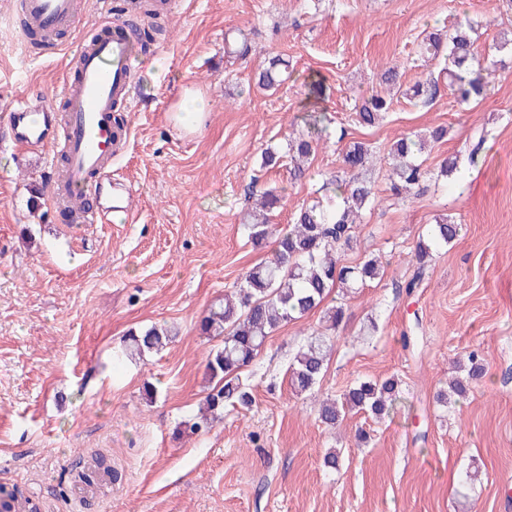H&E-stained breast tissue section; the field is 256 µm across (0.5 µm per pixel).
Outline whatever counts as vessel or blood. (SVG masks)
Wrapping results in <instances>:
<instances>
[{
    "instance_id": "1",
    "label": "vessel or blood",
    "mask_w": 512,
    "mask_h": 512,
    "mask_svg": "<svg viewBox=\"0 0 512 512\" xmlns=\"http://www.w3.org/2000/svg\"><path fill=\"white\" fill-rule=\"evenodd\" d=\"M29 24L45 36L44 52L59 50V32L72 28L82 13L80 0H20ZM138 43L124 27L100 24L96 38L83 41L73 57L74 74L62 91V109L41 95L23 96L9 112L11 138L17 145H43L57 112H64L66 157L56 177L54 206L75 205L87 186L110 174L114 137L113 114L129 106L136 74L133 60Z\"/></svg>"
}]
</instances>
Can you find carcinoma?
I'll return each instance as SVG.
<instances>
[{
	"label": "carcinoma",
	"instance_id": "1",
	"mask_svg": "<svg viewBox=\"0 0 512 512\" xmlns=\"http://www.w3.org/2000/svg\"><path fill=\"white\" fill-rule=\"evenodd\" d=\"M475 26L467 21L443 34L430 33L421 42L422 53L430 60L446 64L448 94L460 105L468 106L483 97L487 87L485 58L474 52ZM228 54L243 56L249 52L247 39L224 36ZM288 60L277 55L259 73L258 83L272 88L283 81L288 72ZM438 93L437 80L430 78L412 87L414 105L427 107ZM387 99L377 92L356 105V121L373 128L383 120ZM447 129L438 127L429 135L408 134L395 141L387 155L390 168V190L395 199L406 202L418 196L427 182L449 180L460 173V155L451 153L439 167L429 170L419 161L428 142H439ZM314 140L300 135L288 140L292 178L305 176V164L313 153ZM374 146L363 141L351 142L343 151L341 169L325 179L324 198L297 210L285 230L270 224L271 213L281 207L284 190L265 188L252 193V203L245 209L242 225L248 239L256 247L272 243L271 256L256 263L224 301L204 315L198 328L201 334L222 338V344L209 351L206 371L215 386L207 393L199 414L180 423L183 431L192 435L211 427L224 414L228 404L247 408L253 397L244 376L267 339L280 326L303 319L321 308L335 288L353 291L379 279L384 274V262L368 257L354 265H342L337 255L351 250L357 242L355 229L362 213L376 203ZM461 225L442 215L428 225L419 237L415 258L417 269L405 283L406 292L419 287L433 252L452 243ZM345 318L343 306L325 309L322 326L312 330L293 357L289 367L290 385L297 394L311 391L324 372L333 347L336 331ZM171 337L168 329L150 326L129 332L116 358L133 359L162 349ZM467 375L455 379L449 391L438 394L441 405H448V396L464 398L470 385L483 372L478 351L468 355ZM398 382L393 378L382 381L365 380L350 387L338 400L328 399L318 408L322 423L334 426L350 412L369 411L382 418L390 415L398 400ZM0 512H34L29 500L12 491L0 496Z\"/></svg>",
	"mask_w": 512,
	"mask_h": 512
}]
</instances>
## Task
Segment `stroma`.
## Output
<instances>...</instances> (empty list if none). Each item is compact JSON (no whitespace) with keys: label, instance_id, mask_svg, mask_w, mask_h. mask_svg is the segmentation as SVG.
Masks as SVG:
<instances>
[{"label":"stroma","instance_id":"stroma-1","mask_svg":"<svg viewBox=\"0 0 512 512\" xmlns=\"http://www.w3.org/2000/svg\"><path fill=\"white\" fill-rule=\"evenodd\" d=\"M11 9L0 0V486L23 489L40 512H512V59L496 69L486 99L463 109L437 63L418 55L426 30L466 17L486 53L512 31L503 0H174L139 60L134 102L118 114L130 134L112 178L130 187L135 219L104 224L71 223L51 205L59 142L28 152L6 124L18 96L59 94L101 6L91 0L68 46L40 61L28 59ZM229 30L251 43L247 58L225 55ZM276 54L291 78L256 88L255 72ZM392 65L402 92L378 127H359L356 103L380 90ZM432 73L438 97L414 106L405 89ZM311 75L325 86L316 101ZM189 90L209 103L196 133L174 121ZM307 103L324 112L326 134L309 177L296 182L288 163L262 168L261 154L285 151L289 134L305 129ZM438 126L448 136L423 153L428 168L464 151L477 131L487 150L458 179L399 205L387 198L386 165H377L379 201L339 261L372 253L390 264L382 280L344 298L348 320L320 383L303 395L288 384L294 354L320 323L315 312L266 341L250 408L225 411L204 434H177L211 387L206 356L216 341L199 334L198 321L271 255L253 248L240 223L250 183L285 188L287 203L271 219L284 229L317 200L350 141L383 153L397 137ZM441 213L463 230L406 294L416 243ZM155 324L176 338L115 366L127 331ZM474 349L484 376L456 408L441 407L439 389ZM391 376L394 414H352L333 429L320 422L322 399ZM332 448L334 472L323 465ZM99 456L117 481H75L79 465Z\"/></svg>","mask_w":512,"mask_h":512}]
</instances>
